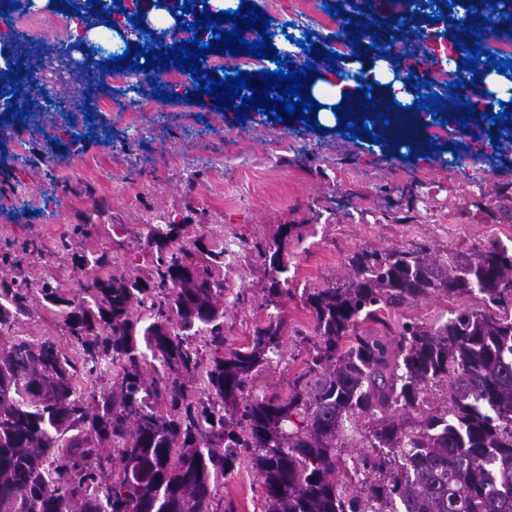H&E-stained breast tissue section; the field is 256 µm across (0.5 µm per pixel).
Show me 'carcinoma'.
Returning <instances> with one entry per match:
<instances>
[{
	"label": "carcinoma",
	"instance_id": "carcinoma-1",
	"mask_svg": "<svg viewBox=\"0 0 512 512\" xmlns=\"http://www.w3.org/2000/svg\"><path fill=\"white\" fill-rule=\"evenodd\" d=\"M452 18L468 49L495 38L512 0H466ZM382 56L431 61L416 41L392 38ZM471 79L447 103L473 102ZM87 74L79 96L100 87ZM66 100L46 92L39 112ZM58 154L37 160L50 177ZM151 277L116 276L107 250L80 288L36 282L14 264L0 281V512H233L221 484L243 468L262 489L263 512H512V319L487 309L512 298V251L491 243L469 254L365 248L349 278L303 294L314 316L310 358L288 393L256 392L281 356L286 321L268 314L247 347L224 336V255L181 239L176 220L146 225ZM294 226L254 245L268 258L269 296ZM481 295L447 321L404 318L395 343L363 328L432 296ZM62 319L67 341L19 336L31 296ZM113 377L112 385L97 389ZM446 397L435 403L432 389ZM365 452L347 462L344 449Z\"/></svg>",
	"mask_w": 512,
	"mask_h": 512
}]
</instances>
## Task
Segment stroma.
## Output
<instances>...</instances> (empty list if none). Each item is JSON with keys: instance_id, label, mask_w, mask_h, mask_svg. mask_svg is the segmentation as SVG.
Returning a JSON list of instances; mask_svg holds the SVG:
<instances>
[{"instance_id": "obj_1", "label": "stroma", "mask_w": 512, "mask_h": 512, "mask_svg": "<svg viewBox=\"0 0 512 512\" xmlns=\"http://www.w3.org/2000/svg\"><path fill=\"white\" fill-rule=\"evenodd\" d=\"M266 17L304 12L308 25L321 28L325 9L339 18H356L357 0H254ZM98 128L82 142H71L66 125L81 123L82 108L57 114L16 113L0 122V247H14L17 263L36 279L75 288L86 274L73 256L103 248L123 260L119 273L151 274L146 227L183 219L187 241L206 246L236 241L227 257L224 286L246 291L251 303L224 306V333L231 348L245 346L267 314L281 313L288 327L284 357L261 371L258 391L287 393L288 381L309 357L306 336L313 315L303 304L307 288L342 283L347 262L366 247L426 248L428 253L465 252L496 241L512 250V223L492 207L499 188L512 182V143L498 150L492 166L451 169L438 157L408 155L361 135L308 129L294 117L286 121L234 108L199 93L163 99L144 86L138 102L120 92L100 95ZM61 156L54 174L61 184L47 195L48 180L36 160L46 148ZM409 223H400V216ZM117 233H109L110 224ZM79 224H95L97 234L74 235ZM296 224L301 239L288 242L289 298L265 303L268 264L250 245L270 239L279 225ZM68 255L37 259L22 241ZM467 298L433 296L391 314L387 325L404 317L447 320ZM224 502L234 512H261L255 475L242 470L224 480Z\"/></svg>"}]
</instances>
